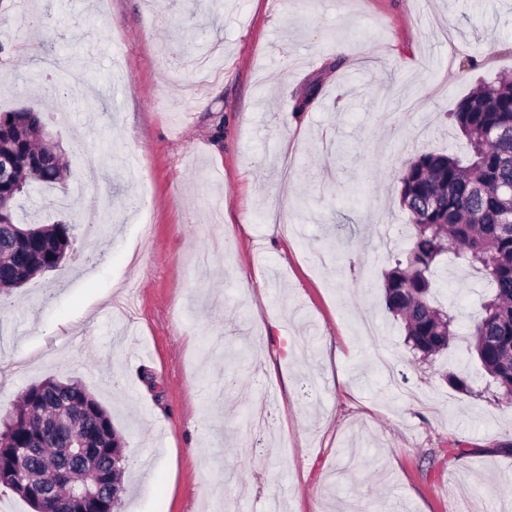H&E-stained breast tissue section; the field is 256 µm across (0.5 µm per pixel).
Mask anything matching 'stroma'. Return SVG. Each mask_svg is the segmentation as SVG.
Wrapping results in <instances>:
<instances>
[{
    "label": "stroma",
    "mask_w": 512,
    "mask_h": 512,
    "mask_svg": "<svg viewBox=\"0 0 512 512\" xmlns=\"http://www.w3.org/2000/svg\"><path fill=\"white\" fill-rule=\"evenodd\" d=\"M0 42V112L55 113L47 42L70 101L66 186L17 214L79 226L64 270L0 294V417L82 383L125 440L118 512H500L512 403L465 336L415 357L383 279L398 172L466 156L445 114L512 74V0H0ZM438 289L463 327L486 284Z\"/></svg>",
    "instance_id": "obj_1"
}]
</instances>
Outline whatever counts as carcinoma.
I'll list each match as a JSON object with an SVG mask.
<instances>
[{
	"instance_id": "1",
	"label": "carcinoma",
	"mask_w": 512,
	"mask_h": 512,
	"mask_svg": "<svg viewBox=\"0 0 512 512\" xmlns=\"http://www.w3.org/2000/svg\"><path fill=\"white\" fill-rule=\"evenodd\" d=\"M466 139L468 158L451 153H416L403 163L400 202L408 212L410 246L384 278L385 303L404 324L406 343L423 358L447 351L458 335L455 313L438 304L436 276L447 259L483 274L491 295L469 326L471 353L505 398H512V78L477 84L450 113ZM44 112L35 105L0 113V152L12 156L13 190L0 198V293L8 294L39 273L63 270L77 225L22 223L17 199L33 187L63 182L61 153L45 142ZM71 430L42 444L38 436L60 411ZM94 449L81 468L90 486L112 472V449L124 445L108 410L77 381L47 378L29 386L0 429V491L22 497L32 509L16 474L42 473L71 437ZM37 447L19 459L16 448ZM120 498L94 497L86 512H115Z\"/></svg>"
}]
</instances>
